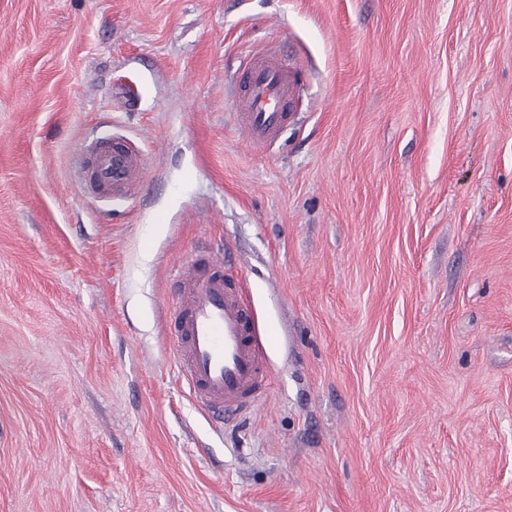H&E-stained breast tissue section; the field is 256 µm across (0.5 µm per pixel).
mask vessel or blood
Instances as JSON below:
<instances>
[{"label": "vessel or blood", "instance_id": "obj_1", "mask_svg": "<svg viewBox=\"0 0 512 512\" xmlns=\"http://www.w3.org/2000/svg\"><path fill=\"white\" fill-rule=\"evenodd\" d=\"M299 86L298 69L276 59L246 65L239 117L252 149L269 150L287 129ZM144 174L141 155L117 138L93 148L86 189L121 196ZM182 281L183 293L166 320L178 377L204 411L221 419L240 415L253 407L268 378L247 283L207 254L187 263Z\"/></svg>", "mask_w": 512, "mask_h": 512}]
</instances>
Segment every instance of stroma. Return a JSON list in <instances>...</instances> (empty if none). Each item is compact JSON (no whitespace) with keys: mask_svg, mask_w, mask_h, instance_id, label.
<instances>
[{"mask_svg":"<svg viewBox=\"0 0 512 512\" xmlns=\"http://www.w3.org/2000/svg\"><path fill=\"white\" fill-rule=\"evenodd\" d=\"M210 248L278 331L223 423L164 330ZM0 512H512V0H0ZM300 86L299 70L273 58L252 59L244 69L239 117L253 150L266 151L288 128ZM145 174L141 155L121 139L102 142L92 150L86 190L101 195L122 196Z\"/></svg>","mask_w":512,"mask_h":512,"instance_id":"35a3bbf8","label":"stroma"}]
</instances>
